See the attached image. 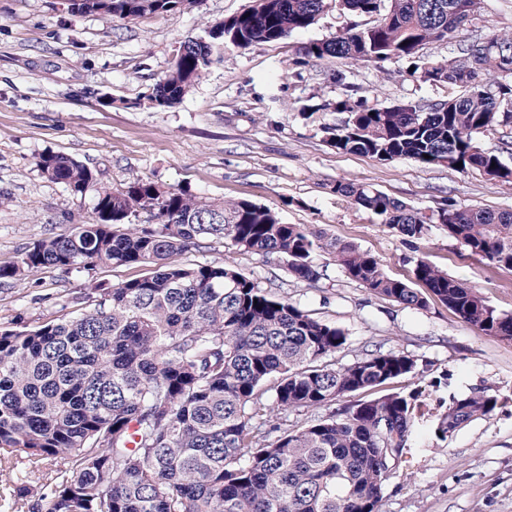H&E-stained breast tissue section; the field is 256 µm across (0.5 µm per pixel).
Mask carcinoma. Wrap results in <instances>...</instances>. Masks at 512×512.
Returning a JSON list of instances; mask_svg holds the SVG:
<instances>
[{"mask_svg": "<svg viewBox=\"0 0 512 512\" xmlns=\"http://www.w3.org/2000/svg\"><path fill=\"white\" fill-rule=\"evenodd\" d=\"M378 29L353 28L306 44L303 55L348 63L418 58V46L457 36L459 14L481 0H388ZM77 11L121 19L168 12L192 0H74ZM327 0H254L211 26L216 39H188L153 88L152 105L179 103L205 76L211 57L231 45L278 42L313 26ZM512 32L492 30L460 45L456 68L429 71L461 94L444 103L335 109L346 117L330 132L342 153L379 162L412 159L477 169L512 182L499 156L477 135L512 123L471 87L502 84L512 96ZM49 180L75 195L96 185L93 171L62 154L40 156ZM336 193L374 212L403 237L423 238L419 211L366 185L336 183ZM150 212L156 223L132 221ZM448 236L496 267L512 268V212L448 202L433 214ZM226 248L277 255L298 281H314L313 255L328 250L344 275L369 292L422 308L433 299L486 335L512 340V314L427 259L411 275H389L380 260L351 244L325 242L303 224H285L244 199L216 201L136 176L97 190L92 216L66 234L39 240L0 265V283L52 268L145 265L143 276L89 288L68 320L0 329V470L18 472L4 512H18L43 480L41 512H380L385 481L408 447L422 404L418 393L357 400L287 427L288 413L330 408L412 375L416 360L377 351L336 366L343 329L272 295L230 261L186 265L178 256L205 238ZM486 390L452 396L438 418L444 437L492 414Z\"/></svg>", "mask_w": 512, "mask_h": 512, "instance_id": "cac0c4a2", "label": "carcinoma"}]
</instances>
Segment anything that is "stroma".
Wrapping results in <instances>:
<instances>
[{
    "label": "stroma",
    "mask_w": 512,
    "mask_h": 512,
    "mask_svg": "<svg viewBox=\"0 0 512 512\" xmlns=\"http://www.w3.org/2000/svg\"><path fill=\"white\" fill-rule=\"evenodd\" d=\"M251 4L193 0L127 20L73 12L65 0H0V265L90 217L91 196L72 194L37 166L40 155L60 153L92 168L102 187L117 188L138 175L203 197L252 201L284 223L323 230L370 252L395 277L410 273L412 259L426 258L476 286L490 306L512 313V269L469 255L436 224L406 244L334 190L339 181L366 184L428 215L448 199L512 211V183L482 172L410 159L381 163L327 144V128L343 118L335 102L432 104L459 93L453 85L422 81L407 60L349 66L302 56L307 43L363 26L365 17L334 2L315 25L282 41L225 48L175 107L150 104L184 41L204 37L206 26ZM494 28L512 29V0H482L458 40ZM458 40L425 45L421 62L456 57ZM180 260L232 261L260 288L344 329L347 345L337 365L375 349L413 356L415 375L383 387L419 391L423 413L385 484L380 512H512V341L482 334L438 303L410 309L373 295L325 252L316 255L319 277L312 283L297 281L277 256L228 250L219 240L204 241ZM144 271L141 265L46 269L2 285L0 327L62 317L63 298H81L91 283L109 286ZM474 387L490 388L500 408L452 437L439 436V402Z\"/></svg>",
    "instance_id": "obj_1"
}]
</instances>
